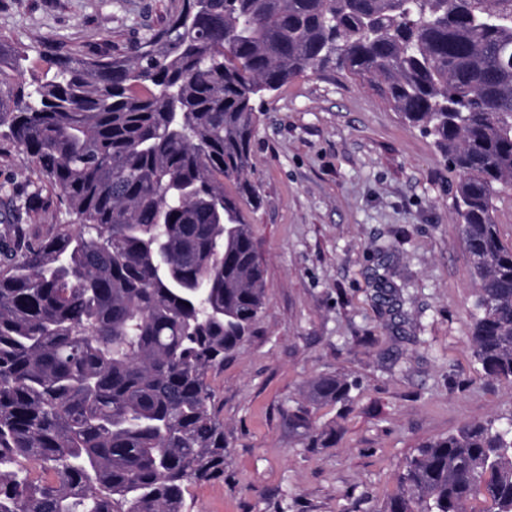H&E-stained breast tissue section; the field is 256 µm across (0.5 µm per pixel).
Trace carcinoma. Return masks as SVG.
Wrapping results in <instances>:
<instances>
[{
	"label": "carcinoma",
	"mask_w": 512,
	"mask_h": 512,
	"mask_svg": "<svg viewBox=\"0 0 512 512\" xmlns=\"http://www.w3.org/2000/svg\"><path fill=\"white\" fill-rule=\"evenodd\" d=\"M24 59L0 36V139L36 174L0 225V512H187L189 485L224 474L209 376L265 298L244 215L261 205L256 101L331 62L459 173L472 351L512 386L494 218L512 188V0H170L129 53L76 44L31 89ZM46 190L68 220L28 223ZM352 388L324 375L306 397ZM286 418L308 446L334 440L303 406ZM377 512H512V415L415 449Z\"/></svg>",
	"instance_id": "carcinoma-1"
}]
</instances>
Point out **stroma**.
Here are the masks:
<instances>
[{
	"label": "stroma",
	"mask_w": 512,
	"mask_h": 512,
	"mask_svg": "<svg viewBox=\"0 0 512 512\" xmlns=\"http://www.w3.org/2000/svg\"><path fill=\"white\" fill-rule=\"evenodd\" d=\"M168 0H0V35L53 74L59 47L122 48ZM247 176L264 312L211 376L224 420V474L188 488V512H376L409 454L467 422L512 415V388L472 353L477 280L455 209L457 172L432 137L367 86L325 68L265 96ZM0 206L32 190L26 157L0 146ZM355 382L350 401L312 405L333 428L306 448L286 412L308 384Z\"/></svg>",
	"instance_id": "stroma-1"
}]
</instances>
